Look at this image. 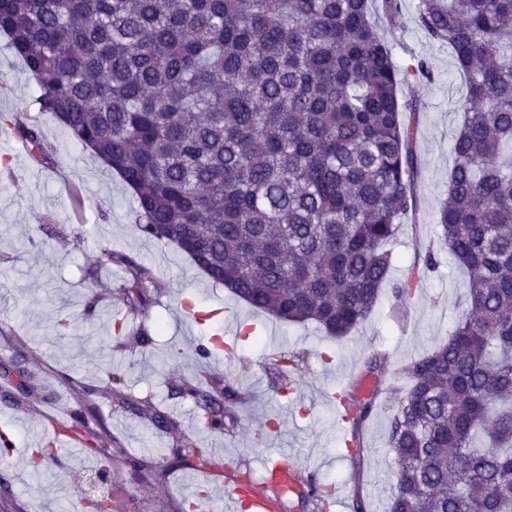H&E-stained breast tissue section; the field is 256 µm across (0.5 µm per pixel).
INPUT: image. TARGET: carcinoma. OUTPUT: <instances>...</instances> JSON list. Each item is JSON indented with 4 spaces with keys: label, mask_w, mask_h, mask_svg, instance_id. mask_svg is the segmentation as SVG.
I'll use <instances>...</instances> for the list:
<instances>
[{
    "label": "carcinoma",
    "mask_w": 512,
    "mask_h": 512,
    "mask_svg": "<svg viewBox=\"0 0 512 512\" xmlns=\"http://www.w3.org/2000/svg\"><path fill=\"white\" fill-rule=\"evenodd\" d=\"M0 0V33L32 73L36 103L133 190L138 230L175 245L214 284L288 323L341 337L372 312L389 245L415 204L417 158L389 27L398 0ZM416 22L464 77L463 121L437 224L469 273L448 340L402 369L387 434L388 512H512V0H418ZM10 131L42 165L37 125ZM126 299L147 303L151 271L128 257ZM186 391L207 427L224 401ZM376 394L339 392L351 442ZM72 430L112 453L87 413ZM175 463L208 464L202 448ZM141 479L165 470L130 463ZM290 496L317 509L314 480Z\"/></svg>",
    "instance_id": "1"
}]
</instances>
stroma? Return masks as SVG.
<instances>
[{"mask_svg":"<svg viewBox=\"0 0 512 512\" xmlns=\"http://www.w3.org/2000/svg\"><path fill=\"white\" fill-rule=\"evenodd\" d=\"M417 0H401L390 36L398 65L425 59L431 79L403 86L404 96L420 101L413 121V147L419 158L415 181L417 210L402 224L392 246V281L411 276L428 252L435 271L415 279L400 300L383 288L369 318L346 336L330 338L313 324L280 321L237 300L214 284L175 246L145 240L136 224L137 201L122 179L105 170L50 114L39 110L38 87L21 59L0 34V115L38 125L55 162L38 165L16 152L12 134L0 133V383L7 371L31 373L43 400L27 404L18 392H0V425H12L15 444L0 460V512H92L83 494L86 481L103 475L111 512H185L187 487L208 477L205 512H221L227 494L224 469L258 483L276 459L296 462L341 499L327 512H385L393 491L396 463L386 446L389 422L400 396L390 379L411 360L447 339L467 303L468 275L439 241L438 209L453 165L452 137L463 120L455 108L465 81L447 46L433 42L415 22ZM124 255L148 267L156 286L151 302L132 313L123 301L128 273L111 262ZM412 277V276H411ZM98 293L101 308L86 309V294ZM197 307L223 309V320L198 323L184 300ZM69 317L70 328L58 325ZM126 330L119 345L116 321ZM255 327L257 340L237 342L234 354L210 360L214 380L233 383L238 401L226 407L227 427L209 430L201 411L185 396L197 383L198 346L204 337L225 335L228 322ZM298 364L296 384L281 389L276 369L281 354ZM113 357L124 384L111 391L100 361ZM378 373H368L370 358ZM355 388L358 396L377 395L361 431L363 447H351V429L342 423L337 394ZM151 398L169 418L160 427L137 410L120 408L116 397ZM84 405L103 419L121 451L96 457L66 449L44 462L46 476L30 474L32 453L53 440L58 405ZM206 449V471L173 466V449ZM144 457L166 468L160 481L143 482L130 457Z\"/></svg>","mask_w":512,"mask_h":512,"instance_id":"1","label":"stroma"}]
</instances>
